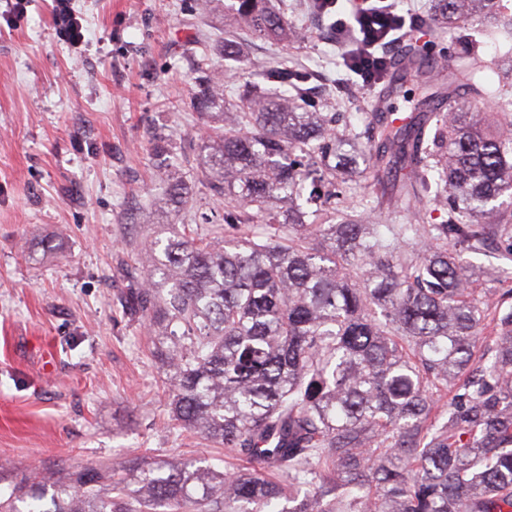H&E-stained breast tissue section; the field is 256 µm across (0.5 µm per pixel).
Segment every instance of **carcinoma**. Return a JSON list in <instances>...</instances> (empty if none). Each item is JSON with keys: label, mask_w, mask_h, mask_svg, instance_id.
I'll list each match as a JSON object with an SVG mask.
<instances>
[{"label": "carcinoma", "mask_w": 512, "mask_h": 512, "mask_svg": "<svg viewBox=\"0 0 512 512\" xmlns=\"http://www.w3.org/2000/svg\"><path fill=\"white\" fill-rule=\"evenodd\" d=\"M237 2V26L300 38L273 0ZM492 2L440 0L415 23L385 59L376 107L412 74L444 111L404 128L370 112L364 140L338 135L347 113L332 92L313 100L304 70L242 81L231 112L224 76L199 70L190 105L224 135L202 138L196 176L224 205L221 223L145 237L147 275L124 305L165 339L171 418L252 469L59 468L13 484L0 512H512V307L488 317L460 263L493 243L512 255V223L498 217L512 202V17L455 37ZM155 154L156 206L176 216L182 161L160 143ZM397 167L410 172L395 185L397 223L341 204L336 177ZM432 208L448 223H425ZM448 388L455 401L438 412Z\"/></svg>", "instance_id": "obj_1"}]
</instances>
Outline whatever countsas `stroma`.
Here are the masks:
<instances>
[{"label":"stroma","instance_id":"stroma-1","mask_svg":"<svg viewBox=\"0 0 512 512\" xmlns=\"http://www.w3.org/2000/svg\"><path fill=\"white\" fill-rule=\"evenodd\" d=\"M308 4L281 0L302 31L284 47L226 27L223 10L195 15L185 0H75L85 25L76 49L57 39L51 0H30L14 28L0 0V463L32 474L174 456L242 469L171 420L159 339L125 315L120 295L142 275L140 238L168 236L173 221L151 204L154 137L183 158L187 233L219 218L195 165L201 135L224 127L190 107L194 64L228 74L229 102L258 63L303 66L324 93L348 83L355 94L338 109L363 130L373 93L349 78ZM222 37L243 44L242 62L212 53ZM467 261L488 304L512 291L497 274L512 258L492 247Z\"/></svg>","mask_w":512,"mask_h":512}]
</instances>
